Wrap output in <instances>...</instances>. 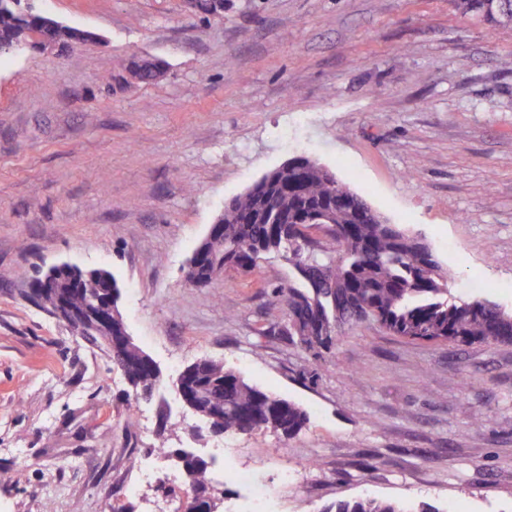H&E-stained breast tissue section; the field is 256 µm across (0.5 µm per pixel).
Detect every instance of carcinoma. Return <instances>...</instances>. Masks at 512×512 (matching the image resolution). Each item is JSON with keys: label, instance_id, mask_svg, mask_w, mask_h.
I'll use <instances>...</instances> for the list:
<instances>
[{"label": "carcinoma", "instance_id": "carcinoma-1", "mask_svg": "<svg viewBox=\"0 0 512 512\" xmlns=\"http://www.w3.org/2000/svg\"><path fill=\"white\" fill-rule=\"evenodd\" d=\"M461 14L490 26L512 23V0L502 11L487 13L484 0H455ZM206 17L224 13V0H195ZM93 36L34 10L29 0H0V55L36 43H53L66 51ZM129 76L140 82L160 78L153 61H135ZM319 219L325 239L309 238L306 222ZM216 223L224 248L186 277L205 288L229 269L247 274L268 257H281L300 286L288 285V323L283 332L306 349L331 343L346 326L376 325L400 338L458 345L512 344V312L482 299H448L447 274L429 245L381 216L357 193L329 177V171L306 156L288 160L231 199ZM60 295L72 309L88 315L112 304V364L119 368L135 402L152 397L161 370L144 362L136 342L119 339L125 328L118 308L120 288L105 269L67 275ZM188 387L197 394L198 416L219 434L271 430L284 437L301 432L307 413L298 404L251 384L240 373L213 359L188 365ZM193 493L207 499V512H218L209 463L193 455L180 457ZM325 512H413L399 501L340 499Z\"/></svg>", "mask_w": 512, "mask_h": 512}]
</instances>
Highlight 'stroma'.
Returning <instances> with one entry per match:
<instances>
[{"label": "stroma", "instance_id": "1", "mask_svg": "<svg viewBox=\"0 0 512 512\" xmlns=\"http://www.w3.org/2000/svg\"><path fill=\"white\" fill-rule=\"evenodd\" d=\"M33 3L95 38L0 58V512L179 507L184 481L141 488L140 470L211 448L233 463L214 482L218 512L357 496L512 512V345L364 324L315 356L277 329L287 261L206 288L185 279L225 205L305 155L422 236L449 296L512 311V25L453 0H224L219 18L187 0ZM134 56L163 75L102 83ZM59 263L118 280L127 331L161 370L150 399L128 401L110 359L28 301L29 276ZM204 357L299 404L305 428L212 432L176 389Z\"/></svg>", "mask_w": 512, "mask_h": 512}]
</instances>
